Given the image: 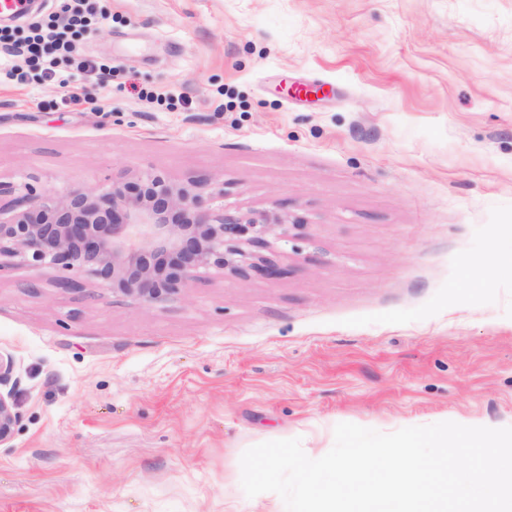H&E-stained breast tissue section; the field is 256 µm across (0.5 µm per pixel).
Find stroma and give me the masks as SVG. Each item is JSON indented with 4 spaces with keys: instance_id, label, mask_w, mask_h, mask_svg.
<instances>
[{
    "instance_id": "35a3bbf8",
    "label": "stroma",
    "mask_w": 512,
    "mask_h": 512,
    "mask_svg": "<svg viewBox=\"0 0 512 512\" xmlns=\"http://www.w3.org/2000/svg\"><path fill=\"white\" fill-rule=\"evenodd\" d=\"M78 99L0 79V178L224 183L304 225L278 277L152 306L0 272V512H257L240 458L347 422L512 426V0H96ZM165 102H157V95ZM16 385L13 359L0 353V447L11 442L19 420L14 404Z\"/></svg>"
}]
</instances>
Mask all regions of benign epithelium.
Segmentation results:
<instances>
[{"label":"benign epithelium","mask_w":512,"mask_h":512,"mask_svg":"<svg viewBox=\"0 0 512 512\" xmlns=\"http://www.w3.org/2000/svg\"><path fill=\"white\" fill-rule=\"evenodd\" d=\"M224 182L173 181L145 171L106 189L37 192L0 180V270L24 265L77 270L123 297L151 306L176 298L212 268L278 276L258 253L288 244L290 220L277 205L246 215L220 204ZM14 362L0 353V446L19 416Z\"/></svg>","instance_id":"benign-epithelium-1"}]
</instances>
